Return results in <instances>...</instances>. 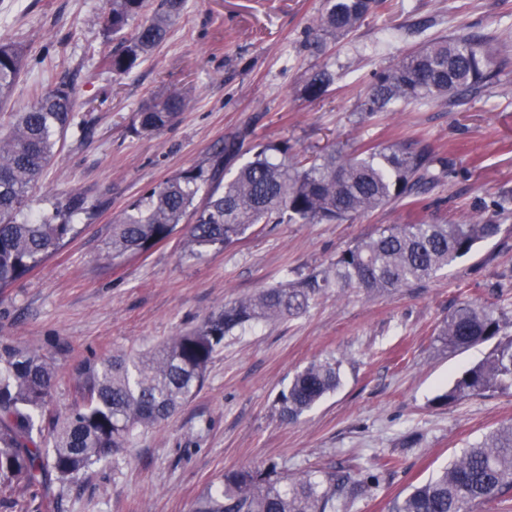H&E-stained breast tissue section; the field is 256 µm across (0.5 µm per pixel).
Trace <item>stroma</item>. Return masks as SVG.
I'll use <instances>...</instances> for the list:
<instances>
[{
    "label": "stroma",
    "instance_id": "1",
    "mask_svg": "<svg viewBox=\"0 0 512 512\" xmlns=\"http://www.w3.org/2000/svg\"><path fill=\"white\" fill-rule=\"evenodd\" d=\"M323 0H185L167 40L130 74L113 75L96 50L106 0H0V40L21 43L24 72L6 111L69 84L78 125L68 129L33 190V209L66 194L102 200L97 217L11 288L0 291V339L52 356L51 407L81 399L88 358L133 353L199 325L224 304L326 268L337 253L394 224H461L512 193V0H387L355 31L315 51ZM457 30L491 36L502 60L492 85L455 102H397L373 117L360 104L372 74ZM336 82L303 96L310 73ZM187 92L178 119L136 134V112L168 90ZM288 141L305 155L420 138L448 169L420 205L402 201L339 224H266L233 244L192 250L183 233L148 252L105 260L113 216L166 179L209 159L225 137ZM502 233L432 279L388 295L328 289L308 311L227 336L203 387L167 421L140 429L131 448L47 496L17 489L0 512H195L225 471L274 461L295 473L371 469L380 483L338 512H388L392 500L498 425L512 394L447 406L435 397L487 353H449L437 329L462 300L512 318V210ZM341 359V383L296 422L277 394L311 361ZM335 82L336 73L324 65L310 75L303 86L302 93L309 99H319L328 92L329 87Z\"/></svg>",
    "mask_w": 512,
    "mask_h": 512
}]
</instances>
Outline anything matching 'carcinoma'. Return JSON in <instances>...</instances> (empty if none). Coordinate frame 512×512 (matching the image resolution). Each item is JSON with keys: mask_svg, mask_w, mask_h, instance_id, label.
I'll use <instances>...</instances> for the list:
<instances>
[{"mask_svg": "<svg viewBox=\"0 0 512 512\" xmlns=\"http://www.w3.org/2000/svg\"><path fill=\"white\" fill-rule=\"evenodd\" d=\"M385 0H325L317 47L357 29ZM183 0H108L100 18L119 46L103 53L118 76L136 68L166 38ZM24 48L0 41V108L12 96L24 65ZM488 40L469 32L438 37L373 74L360 111L369 116L397 101L452 100L476 96L498 76ZM336 73L315 70L302 93L324 96ZM188 101L168 91L134 116V130L151 134L175 121ZM72 87L60 83L39 93L0 136V291L40 266L78 233L76 221L92 219L103 203L78 195L56 198L51 210L31 212L29 191L76 118ZM246 133L224 139L206 162L164 181L112 218L106 257L142 253L178 228L194 248L226 246L256 224H336L407 200L439 180L431 146L421 140L345 154L333 149L311 160L286 141L259 143L232 180L224 170L242 153ZM495 216L464 224H397L358 241L329 267L263 288L224 305L201 326L145 351L82 363L77 371L85 396L65 413L50 409L56 366L33 347L0 340V496L17 486L46 491L75 481L115 459L138 428L168 420L203 385L224 338L259 322H285L304 314L326 289H359L368 295L410 288L448 268L479 243L498 236ZM504 314L475 301L462 302L442 322L438 336L452 351L493 343L487 356L464 369L435 397L448 405L474 395L512 393V332ZM340 360L310 362L281 390L282 421L295 422L340 385ZM377 473L307 470L288 475L278 464L224 473L207 489L196 512H336V501L354 500L378 486ZM512 496V423L486 433L436 476L396 497L390 512H472Z\"/></svg>", "mask_w": 512, "mask_h": 512, "instance_id": "obj_1", "label": "carcinoma"}]
</instances>
